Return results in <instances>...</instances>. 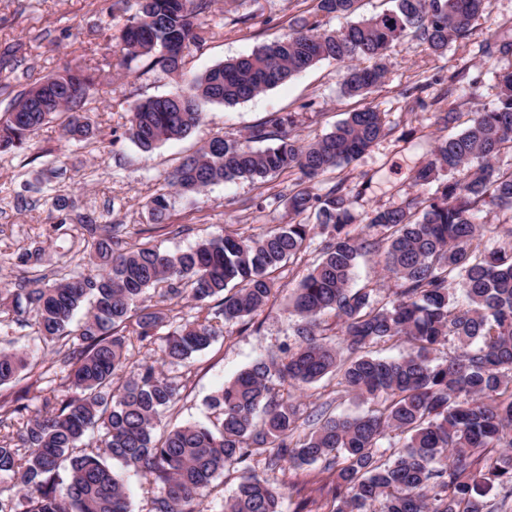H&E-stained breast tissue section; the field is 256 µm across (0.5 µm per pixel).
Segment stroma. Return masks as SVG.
<instances>
[{
    "mask_svg": "<svg viewBox=\"0 0 512 512\" xmlns=\"http://www.w3.org/2000/svg\"><path fill=\"white\" fill-rule=\"evenodd\" d=\"M307 9L306 0H243L232 7L211 0L200 17L211 35L190 48L180 74L158 68L130 73L116 64L104 68L82 107L93 125L90 139L68 141L58 115L22 149L0 152V289L16 288L24 273L18 256L35 248L45 251L38 274L54 276L63 263L74 274L89 271V250L78 224L58 226L50 209L57 194L69 198L73 213H89L98 223L119 227L128 247L148 235L161 249L175 252L227 230L251 236L290 222L283 197L295 174L220 182L186 194L169 187L166 177L211 138L245 140L275 112L294 115L302 139L331 131L347 112L362 106L340 94L336 62L321 61L241 104H204L202 120L190 135L150 151L136 146L126 128L135 103L168 94L217 63L250 54L289 32ZM134 12L135 0H0V114L31 84L65 66L94 63V50L107 37L119 36ZM511 29L512 0H491L489 14L474 20L466 37L452 40L445 55H434L410 36L397 43L388 53L385 82L371 97L386 114L385 136L352 164L320 177L317 192L345 181L358 194L353 214L359 220L405 196L428 195V188L413 184V171L429 158L436 137L461 131L473 112L497 100L500 74L512 71V52L489 56L484 46ZM451 108L457 122L436 125V114ZM159 194L168 198L170 218L167 227L155 231L147 203ZM319 256L313 246L283 263L274 273L275 297L249 324L224 325L209 349L183 364L162 365L157 343L131 347L127 372L147 362L159 364L182 385L162 427L210 422L212 393L256 360L281 355L296 343L298 321L288 313V297ZM0 344L27 350L37 361L32 373L0 388V415H10L21 391L34 409L68 395L56 347L35 340L32 327L18 322L9 307L0 309ZM295 397L305 413L321 407L331 415H355L368 409L338 391L332 376L297 390Z\"/></svg>",
    "mask_w": 512,
    "mask_h": 512,
    "instance_id": "35a3bbf8",
    "label": "stroma"
}]
</instances>
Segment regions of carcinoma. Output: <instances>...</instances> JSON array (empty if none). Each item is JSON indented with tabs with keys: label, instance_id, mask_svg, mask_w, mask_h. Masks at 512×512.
<instances>
[{
	"label": "carcinoma",
	"instance_id": "obj_1",
	"mask_svg": "<svg viewBox=\"0 0 512 512\" xmlns=\"http://www.w3.org/2000/svg\"><path fill=\"white\" fill-rule=\"evenodd\" d=\"M359 0H310L308 16L290 33L251 54L218 63L185 87L149 98L130 112L126 135L150 150L187 136L201 121L204 102L251 100L323 60L343 67L340 93L367 99L383 84L387 52L411 35L443 56L448 43L467 35L490 0H392L381 14L351 20ZM119 35L121 65L178 73L184 53L206 41L198 23L209 0H136ZM345 19L337 29L324 18ZM100 65L68 66L21 92L0 118V152L23 146L49 118L66 114L64 134L82 140L90 123L81 112ZM384 113L365 106L334 129L304 142L294 119L273 115L251 130L249 142L214 137L168 174L169 186L199 192L221 181L264 179L296 171L300 182L288 210L305 221L257 236L237 233L204 239L176 253L150 241L126 248L114 231L88 214L61 213L54 228L76 220L88 236L96 270L86 275L22 276L12 308L32 316L36 337L64 342L60 359L74 393L33 411L25 396L12 413L17 435H0V483L23 493L3 499L0 512H130L118 462L152 477L150 512H199L204 489L227 465L242 466L224 512H281L286 484L267 475L284 465L322 464L329 512H492L487 497L512 495V170L497 168L512 148V72L502 75L493 107L474 113L461 132L435 140L415 170L414 184H436L422 199L366 214L354 234L352 190L340 181L320 194L312 183L349 165L385 135ZM271 145L254 149L252 142ZM490 203L503 213L502 230L486 239L478 214ZM154 224L169 219L166 196L149 205ZM314 222H309V219ZM320 262L290 298L300 320L298 342L283 357L241 371L209 408L214 421L177 426L155 436L160 414L179 394L173 378L143 364L114 385L129 360L131 338L151 343L168 317V302L188 299L204 318L162 337L163 359L179 364L218 336L212 320L245 323L274 296L272 273L316 236ZM381 258L393 280L387 295L353 288L357 259ZM165 284L159 300L144 298ZM89 304L84 317L75 312ZM332 312L341 345L318 331ZM403 340L405 355L383 359L369 348ZM457 355L444 363L433 354L448 343ZM31 355L0 347V386L17 380ZM333 374L337 385L372 408L355 416L307 415L291 390ZM400 447L393 460L384 456ZM262 473H257V469Z\"/></svg>",
	"mask_w": 512,
	"mask_h": 512
}]
</instances>
